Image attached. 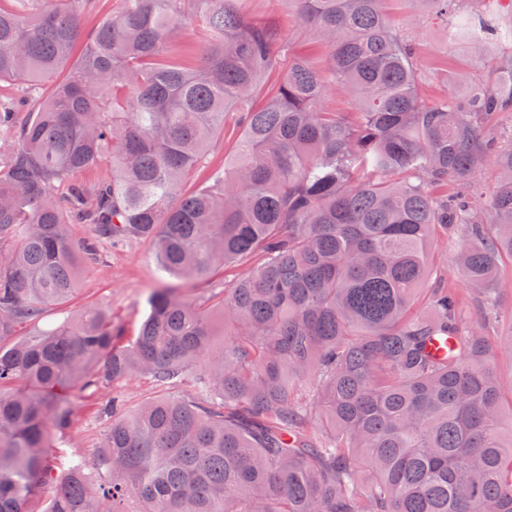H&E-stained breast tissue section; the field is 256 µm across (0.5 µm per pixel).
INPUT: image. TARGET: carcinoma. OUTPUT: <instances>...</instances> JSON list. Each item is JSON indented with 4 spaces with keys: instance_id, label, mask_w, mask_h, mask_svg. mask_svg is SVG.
<instances>
[{
    "instance_id": "obj_1",
    "label": "carcinoma",
    "mask_w": 512,
    "mask_h": 512,
    "mask_svg": "<svg viewBox=\"0 0 512 512\" xmlns=\"http://www.w3.org/2000/svg\"><path fill=\"white\" fill-rule=\"evenodd\" d=\"M95 2L0 6V82L29 85L0 96V512H512L502 343L485 332L512 263V146L487 130L512 112V55L495 81L427 102L390 0H286L319 60L243 0H119L84 35ZM395 2L445 18L476 60L512 44L488 0ZM179 32L201 38V65ZM336 92L356 111L327 108ZM226 112L243 127L234 154L183 192ZM488 155L500 180L486 202L448 200ZM105 158L110 180L73 179ZM71 224L150 240L181 281L153 292L127 346L102 307L40 327L96 255ZM439 231L463 239L468 321L431 269ZM247 258L220 301L223 352L194 374L212 329L190 291ZM23 326L34 333L14 339ZM138 374L190 376L196 398L112 396L104 449L58 470L75 393ZM310 379L318 432L294 398Z\"/></svg>"
}]
</instances>
